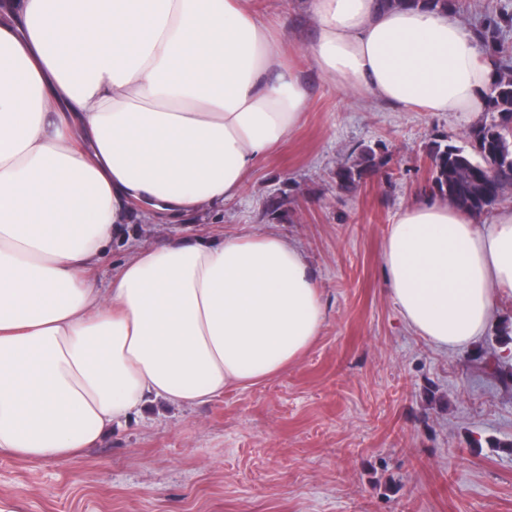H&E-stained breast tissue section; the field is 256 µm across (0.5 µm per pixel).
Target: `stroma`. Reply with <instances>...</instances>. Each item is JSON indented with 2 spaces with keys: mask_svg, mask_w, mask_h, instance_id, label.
Masks as SVG:
<instances>
[{
  "mask_svg": "<svg viewBox=\"0 0 512 512\" xmlns=\"http://www.w3.org/2000/svg\"><path fill=\"white\" fill-rule=\"evenodd\" d=\"M295 46L308 90L295 133L249 175L241 196L177 224L142 218L94 262L108 279L136 250L183 237L272 231L304 253L327 306L321 336L295 364L212 402H151L68 460L0 454V497L21 512H512V296L472 348L419 336L387 291L382 251L397 215L427 198L426 152L463 146L485 113L395 110L329 84L312 62L308 0H255ZM475 27L512 0H455ZM385 172L357 190L336 170L361 148ZM287 196L276 219L271 198Z\"/></svg>",
  "mask_w": 512,
  "mask_h": 512,
  "instance_id": "stroma-1",
  "label": "stroma"
}]
</instances>
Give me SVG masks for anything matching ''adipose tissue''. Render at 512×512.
Instances as JSON below:
<instances>
[{"mask_svg":"<svg viewBox=\"0 0 512 512\" xmlns=\"http://www.w3.org/2000/svg\"><path fill=\"white\" fill-rule=\"evenodd\" d=\"M331 85L402 110L477 113L495 64L453 13L310 0ZM308 94L252 0H0V453L66 460L153 400L200 405L270 379L326 307L273 232L140 249L92 272L124 225L238 198ZM437 348L483 336L512 293V206L491 222L423 199L382 256Z\"/></svg>","mask_w":512,"mask_h":512,"instance_id":"ef3b65f1","label":"adipose tissue"}]
</instances>
